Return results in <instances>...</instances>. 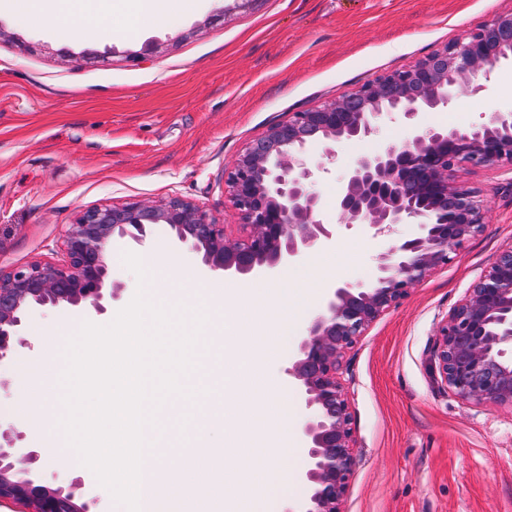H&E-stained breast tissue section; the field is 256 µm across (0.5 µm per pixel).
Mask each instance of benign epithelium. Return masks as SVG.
I'll return each mask as SVG.
<instances>
[{
    "instance_id": "7a95c632",
    "label": "benign epithelium",
    "mask_w": 512,
    "mask_h": 512,
    "mask_svg": "<svg viewBox=\"0 0 512 512\" xmlns=\"http://www.w3.org/2000/svg\"><path fill=\"white\" fill-rule=\"evenodd\" d=\"M502 62L512 63V12L404 69L271 123L224 166V184L246 228L242 238L226 236L213 215L181 196L81 211L64 230L61 259L0 270V361L29 346L22 333L35 306L104 314L107 253L119 242L142 245L155 224L168 225L173 242L206 270L246 280L309 255L342 224H367L383 236L397 224H413L412 237L377 256L369 282L333 288L286 369L294 403L305 410L298 431L306 462L298 479L307 495L299 512H343L357 443L340 377L344 356L382 314L482 232L487 202L458 170L512 167V110L463 127L423 128L418 116L449 108L458 92L484 97ZM385 116L401 117L409 137L358 159L337 189L336 223L324 222L317 185L326 167L308 157L310 145L319 143L331 162L338 143L376 135ZM431 369L461 401L512 406V246L436 326ZM23 439L14 427L0 430V503L21 504L26 512H90L97 497L85 481L65 487L38 474L40 455L20 445Z\"/></svg>"
}]
</instances>
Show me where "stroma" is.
Returning <instances> with one entry per match:
<instances>
[{"label": "stroma", "instance_id": "stroma-1", "mask_svg": "<svg viewBox=\"0 0 512 512\" xmlns=\"http://www.w3.org/2000/svg\"><path fill=\"white\" fill-rule=\"evenodd\" d=\"M96 26L80 36L49 33L26 12L0 11V268L60 256L67 224L88 207L178 194L204 206L228 236L243 229L224 186V166L289 113L357 89L414 64L495 15L512 0H193L149 29L135 28L130 0H83ZM512 109V63L499 64L484 98L458 95L423 125L466 126ZM385 118L370 140L336 148L318 190L323 216L340 179L364 154L404 139ZM489 206L488 221L448 266L436 270L350 349L341 378L355 418L356 463L344 512H512V408L470 404L437 383L427 358L439 321L496 255L512 246V172L466 171ZM148 247L210 282L168 226L150 229ZM383 241L370 227H338L336 237L298 265L312 285L270 373L285 384L296 343L327 289L368 282ZM109 253L120 291L94 323L105 325L138 290ZM63 365L62 352L21 350L0 361V424L26 430L15 378L36 360ZM277 461L284 480L260 512H296L305 496L297 475L302 437Z\"/></svg>", "mask_w": 512, "mask_h": 512}]
</instances>
